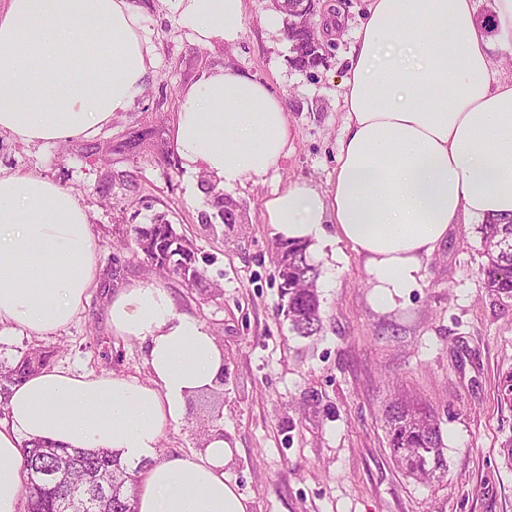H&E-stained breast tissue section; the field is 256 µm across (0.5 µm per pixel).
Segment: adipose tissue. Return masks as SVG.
Instances as JSON below:
<instances>
[{"label": "adipose tissue", "mask_w": 512, "mask_h": 512, "mask_svg": "<svg viewBox=\"0 0 512 512\" xmlns=\"http://www.w3.org/2000/svg\"><path fill=\"white\" fill-rule=\"evenodd\" d=\"M196 42L236 43L244 0H167ZM137 0H0V133L28 144L96 135L142 95L156 67ZM493 36L474 0H368L343 95L344 131L327 190L292 181L262 219L290 242L325 227L361 256L374 307L405 306L425 264L458 224L512 216V79L493 70L512 51V0H495ZM293 138L282 98L227 67L179 101L172 146L224 188L260 183ZM99 273L85 207L34 171H0V327L46 337L73 321ZM112 333L145 341L147 379L48 366L12 385L0 425V512H25L20 445L43 440L117 453L138 469L135 512H249L224 470L220 432L166 458L190 397L218 386L224 351L160 283L117 288Z\"/></svg>", "instance_id": "1"}]
</instances>
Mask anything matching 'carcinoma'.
Segmentation results:
<instances>
[{"instance_id": "cac0c4a2", "label": "carcinoma", "mask_w": 512, "mask_h": 512, "mask_svg": "<svg viewBox=\"0 0 512 512\" xmlns=\"http://www.w3.org/2000/svg\"><path fill=\"white\" fill-rule=\"evenodd\" d=\"M294 0L288 3V28L291 43L290 61L300 69H312L324 61L314 19L307 13L293 12ZM481 254L486 262L481 274L487 292L498 299H512V217L490 218L478 225ZM137 244L154 268L176 274L188 285L204 282V271L197 265L193 245L179 236L167 222L135 228ZM278 288L290 330L301 338L317 335L322 329L320 295L317 281L319 268L308 254V245L280 243L276 247ZM48 355L29 352L10 370L8 378L19 382L47 363ZM389 448L403 473L426 480L442 477L448 471L446 446L439 416L420 403L392 400L385 411ZM23 468L31 465L55 466L65 459L71 464L70 485L56 487L42 476L27 478L28 512H62L61 501L80 494L96 473L102 471L112 484V495L93 505L95 512H135L133 500L124 487L135 480L138 470L123 468L118 456L107 450L51 448L43 441H29L22 448Z\"/></svg>"}]
</instances>
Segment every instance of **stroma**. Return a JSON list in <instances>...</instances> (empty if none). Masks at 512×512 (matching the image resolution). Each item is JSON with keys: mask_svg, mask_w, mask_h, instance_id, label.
<instances>
[{"mask_svg": "<svg viewBox=\"0 0 512 512\" xmlns=\"http://www.w3.org/2000/svg\"><path fill=\"white\" fill-rule=\"evenodd\" d=\"M159 65L129 111L89 138L28 145L0 134V169L34 170L81 198L99 276L83 310L59 334L0 338V371L42 351L53 365L146 378L142 344L112 335L107 297L133 281H161L178 311L199 319L224 351V382L187 402L161 455L199 450L222 432L234 451L226 468L250 512H512V466L500 444L512 435V404L498 397L512 367V299L487 293L475 225L460 224L427 260L425 280L405 307L377 312L364 261L345 243H315L322 329L290 332L275 281L278 238L264 201L291 181L327 188L343 133L349 55L366 0H336L343 23L326 37L325 62H290L272 0H246L243 34L202 46L158 0H139ZM231 66L284 98L294 130L290 152L264 182L222 190L185 168L172 149L179 99ZM227 194L237 221L214 204ZM165 220L190 240L206 288L159 276L136 244V227ZM420 399L440 416L448 474L406 477L387 445L383 412L392 397Z\"/></svg>", "mask_w": 512, "mask_h": 512, "instance_id": "35a3bbf8", "label": "stroma"}]
</instances>
